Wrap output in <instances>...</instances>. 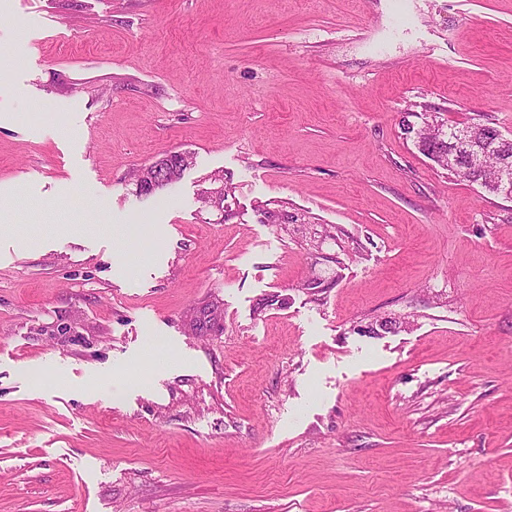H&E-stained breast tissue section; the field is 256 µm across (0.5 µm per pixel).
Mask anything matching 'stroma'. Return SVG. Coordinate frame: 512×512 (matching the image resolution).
<instances>
[{"label":"stroma","mask_w":512,"mask_h":512,"mask_svg":"<svg viewBox=\"0 0 512 512\" xmlns=\"http://www.w3.org/2000/svg\"><path fill=\"white\" fill-rule=\"evenodd\" d=\"M420 114L512 138V0H0V512H512V200ZM472 125L476 130H479L480 134L484 137H491V132L494 134L496 142H511L503 137L501 131H497V125L493 122H473L464 126ZM442 123V132L439 135L430 136L429 134L424 135L422 140L416 139V144L419 151L427 158L433 160L441 168L448 171V174L463 178L472 183H479L482 187V180L489 179L495 175L496 168L501 158L508 157L512 159V142L501 143L499 145L502 148L496 153L491 152L490 154L476 156L474 158L469 157L465 159L461 156L459 160V166H456L448 162V149H452L455 145L452 143V139L455 133L460 129V126L451 125L444 128ZM449 133V141H448ZM451 163V164H450ZM469 168V171L466 169ZM189 164L190 163H185L177 156L166 154L162 159L152 164L156 167V176L157 179L160 180V183L157 184L158 186L153 189L149 185L142 186L138 189L139 194L145 196L153 194L157 189L165 187L167 182L172 183L176 181L180 178L183 171L189 166Z\"/></svg>","instance_id":"1"}]
</instances>
